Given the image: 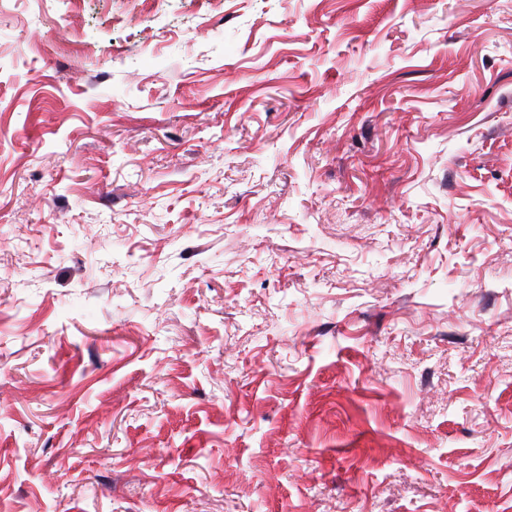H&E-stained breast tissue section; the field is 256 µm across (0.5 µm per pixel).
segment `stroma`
<instances>
[{
	"label": "stroma",
	"instance_id": "1",
	"mask_svg": "<svg viewBox=\"0 0 512 512\" xmlns=\"http://www.w3.org/2000/svg\"><path fill=\"white\" fill-rule=\"evenodd\" d=\"M0 512H512V0H0Z\"/></svg>",
	"mask_w": 512,
	"mask_h": 512
}]
</instances>
